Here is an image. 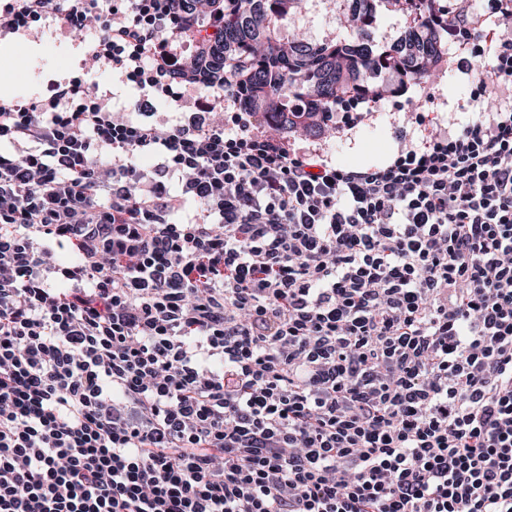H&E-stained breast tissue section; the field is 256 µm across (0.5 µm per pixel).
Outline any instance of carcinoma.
Here are the masks:
<instances>
[{"mask_svg": "<svg viewBox=\"0 0 512 512\" xmlns=\"http://www.w3.org/2000/svg\"><path fill=\"white\" fill-rule=\"evenodd\" d=\"M298 0H224V33L206 58L205 73L238 82L243 102L265 125L280 132L306 126L307 112H321L349 97L377 98L364 75L383 66L413 82L441 62L447 47L429 21L432 0H418L420 11L408 22L396 46L376 52L370 34L381 6H405L407 0H350L351 15L362 26L356 39L312 44L283 40L279 22Z\"/></svg>", "mask_w": 512, "mask_h": 512, "instance_id": "obj_1", "label": "carcinoma"}]
</instances>
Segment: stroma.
<instances>
[{"label": "stroma", "mask_w": 512, "mask_h": 512, "mask_svg": "<svg viewBox=\"0 0 512 512\" xmlns=\"http://www.w3.org/2000/svg\"><path fill=\"white\" fill-rule=\"evenodd\" d=\"M280 28L283 35L300 34L311 43L347 41L356 34L337 0H300L281 21ZM93 38L90 31L63 36L49 24L39 38L0 43V53H10L17 71L10 87H0V96L30 98L44 94L49 80L78 66ZM457 58V46L449 45L444 60L419 84L403 83L392 70L381 72L377 84L386 95L376 104L372 116L354 129L327 139L326 150L340 164H376L396 148L392 124L408 121L413 113L435 108L456 113L462 122L478 117L487 106L469 100L467 77L457 70Z\"/></svg>", "instance_id": "obj_1"}]
</instances>
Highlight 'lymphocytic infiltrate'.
Returning a JSON list of instances; mask_svg holds the SVG:
<instances>
[{"label": "lymphocytic infiltrate", "mask_w": 512, "mask_h": 512, "mask_svg": "<svg viewBox=\"0 0 512 512\" xmlns=\"http://www.w3.org/2000/svg\"><path fill=\"white\" fill-rule=\"evenodd\" d=\"M487 11L431 24L494 111L341 166L205 80L224 0H0V42L96 34L0 97V512H512V0Z\"/></svg>", "instance_id": "f902f5d3"}]
</instances>
